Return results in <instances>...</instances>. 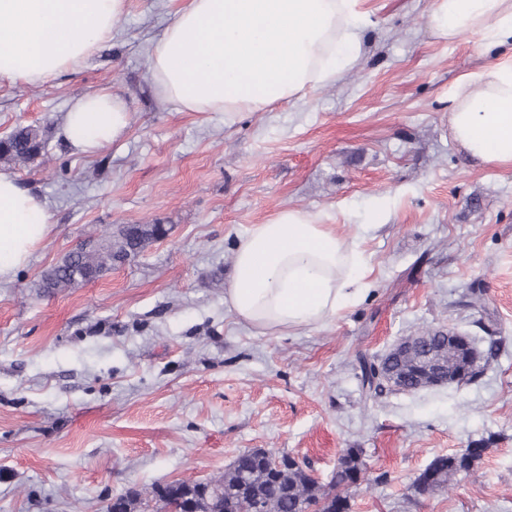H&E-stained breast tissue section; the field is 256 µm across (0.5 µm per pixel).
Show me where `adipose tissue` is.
Instances as JSON below:
<instances>
[{
	"label": "adipose tissue",
	"mask_w": 512,
	"mask_h": 512,
	"mask_svg": "<svg viewBox=\"0 0 512 512\" xmlns=\"http://www.w3.org/2000/svg\"><path fill=\"white\" fill-rule=\"evenodd\" d=\"M126 0H0V84H42L76 71L103 44ZM361 0H184L149 57L160 102L187 112H262L300 99L359 66ZM440 39L470 33L486 46L512 41V0H434ZM130 123L126 100L97 91L72 100L61 133L91 155ZM448 127L475 162L512 167V57L463 75L448 93ZM50 231L44 203L0 172V281L13 278ZM357 241L326 213L283 209L237 242L225 301L252 326H318L369 290Z\"/></svg>",
	"instance_id": "adipose-tissue-1"
}]
</instances>
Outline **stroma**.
Masks as SVG:
<instances>
[{
    "label": "stroma",
    "mask_w": 512,
    "mask_h": 512,
    "mask_svg": "<svg viewBox=\"0 0 512 512\" xmlns=\"http://www.w3.org/2000/svg\"><path fill=\"white\" fill-rule=\"evenodd\" d=\"M434 0H362L360 66L225 124L159 104L149 55L181 0H127L76 72L0 84V136L46 144L0 171L46 204L51 230L0 283V512H103L131 492L223 478L249 449L307 459L328 482L349 448V512H512V167L472 164L448 135L457 79L512 55L448 42ZM121 94L131 123L93 155L58 127L76 96ZM330 214L356 239L370 289L325 325L264 331L224 301L239 237L277 211ZM384 223H377V215ZM162 224L164 238L61 291L46 272L89 235ZM449 328L497 356L475 382L364 393L360 362ZM473 470L421 492L442 455Z\"/></svg>",
    "instance_id": "obj_1"
}]
</instances>
